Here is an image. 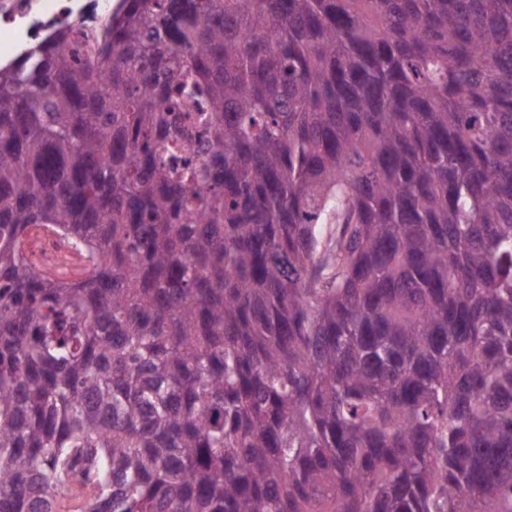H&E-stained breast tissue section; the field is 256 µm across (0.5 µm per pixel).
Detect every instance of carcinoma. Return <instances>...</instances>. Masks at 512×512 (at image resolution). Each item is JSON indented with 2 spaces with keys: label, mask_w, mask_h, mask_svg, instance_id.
<instances>
[{
  "label": "carcinoma",
  "mask_w": 512,
  "mask_h": 512,
  "mask_svg": "<svg viewBox=\"0 0 512 512\" xmlns=\"http://www.w3.org/2000/svg\"><path fill=\"white\" fill-rule=\"evenodd\" d=\"M0 512H512V0H119L0 66ZM28 249L33 256H41L56 267L66 268L73 261L69 253L57 249L39 232L30 234Z\"/></svg>",
  "instance_id": "cac0c4a2"
}]
</instances>
